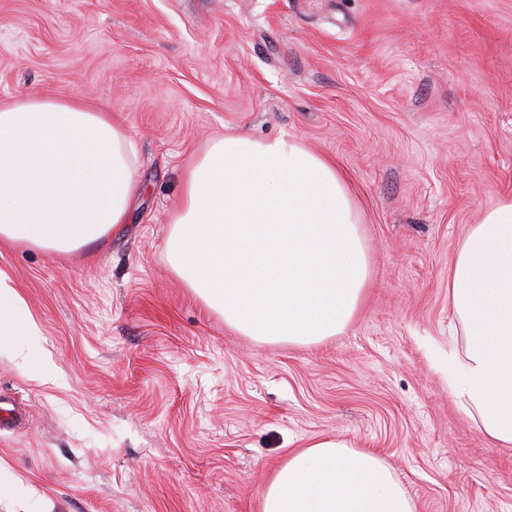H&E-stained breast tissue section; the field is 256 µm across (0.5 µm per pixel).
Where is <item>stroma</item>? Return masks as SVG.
Returning <instances> with one entry per match:
<instances>
[{"label": "stroma", "instance_id": "stroma-1", "mask_svg": "<svg viewBox=\"0 0 512 512\" xmlns=\"http://www.w3.org/2000/svg\"><path fill=\"white\" fill-rule=\"evenodd\" d=\"M82 96L143 192L102 248L0 242L39 328L0 353V512H261L318 437L377 454L414 512H512V447L456 404L448 270L512 198V0H0V102ZM333 161L371 277L309 345L226 327L170 269L183 174L214 137Z\"/></svg>", "mask_w": 512, "mask_h": 512}]
</instances>
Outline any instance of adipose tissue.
Wrapping results in <instances>:
<instances>
[{"label":"adipose tissue","mask_w":512,"mask_h":512,"mask_svg":"<svg viewBox=\"0 0 512 512\" xmlns=\"http://www.w3.org/2000/svg\"><path fill=\"white\" fill-rule=\"evenodd\" d=\"M125 126L81 97L0 103V240L67 254L107 241L142 187ZM176 276L233 331L312 344L354 318L370 259L345 178L295 141L214 139L185 171L166 240ZM457 404L512 446V199L461 238L448 274ZM37 326L0 277V352L21 365ZM261 512H413L374 453L317 438L279 464Z\"/></svg>","instance_id":"obj_1"}]
</instances>
